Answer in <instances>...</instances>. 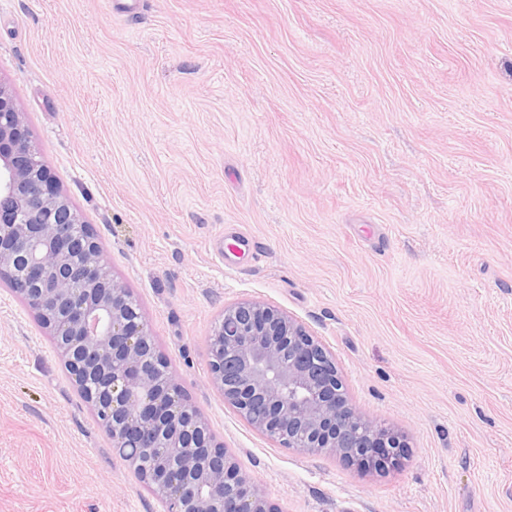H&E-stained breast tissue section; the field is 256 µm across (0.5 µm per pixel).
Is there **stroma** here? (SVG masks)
Segmentation results:
<instances>
[{
    "mask_svg": "<svg viewBox=\"0 0 512 512\" xmlns=\"http://www.w3.org/2000/svg\"><path fill=\"white\" fill-rule=\"evenodd\" d=\"M0 80L280 512H512V0H0ZM243 300L331 351L399 468L225 404L209 336ZM159 510L0 283V512Z\"/></svg>",
    "mask_w": 512,
    "mask_h": 512,
    "instance_id": "obj_1",
    "label": "stroma"
}]
</instances>
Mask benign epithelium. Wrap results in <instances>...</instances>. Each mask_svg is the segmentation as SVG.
<instances>
[{
  "instance_id": "benign-epithelium-1",
  "label": "benign epithelium",
  "mask_w": 512,
  "mask_h": 512,
  "mask_svg": "<svg viewBox=\"0 0 512 512\" xmlns=\"http://www.w3.org/2000/svg\"><path fill=\"white\" fill-rule=\"evenodd\" d=\"M0 282L55 339L99 426L162 512H278L184 395L2 81ZM208 368L224 401L281 447L375 472L400 465L404 441L358 414L334 356L288 313L258 301L225 308Z\"/></svg>"
}]
</instances>
